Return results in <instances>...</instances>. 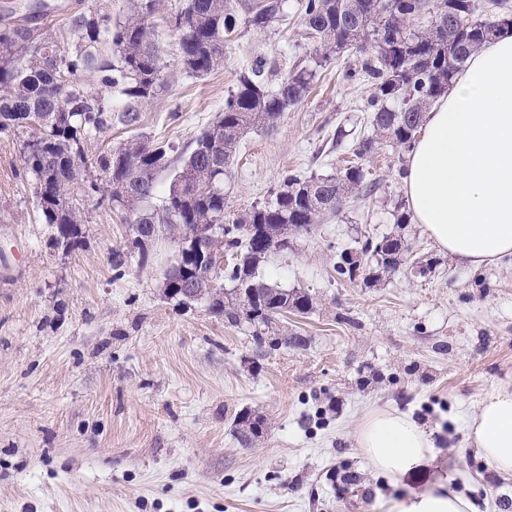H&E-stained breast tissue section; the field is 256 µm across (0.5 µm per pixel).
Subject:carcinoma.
Wrapping results in <instances>:
<instances>
[{
    "label": "carcinoma",
    "instance_id": "obj_1",
    "mask_svg": "<svg viewBox=\"0 0 512 512\" xmlns=\"http://www.w3.org/2000/svg\"><path fill=\"white\" fill-rule=\"evenodd\" d=\"M299 3L302 24L314 41L308 64L272 87L265 62L255 59L224 99L217 120L179 153L144 135L94 155L87 150L89 142L105 137L117 123L136 128L141 106L164 90L170 62L155 34V0H128L129 12L121 19H112L105 7L75 14L68 23V48L39 28L0 27V133L22 137L24 169L45 223L55 229L54 246L67 252L78 248L84 203L92 198L130 224L142 261L160 232L178 234L174 262L162 283L164 296L175 305L189 306L187 293H198L211 314L235 324L245 320L259 341L277 318L308 313L313 307L308 293L260 280L259 267L288 248L287 225L307 232L336 214L349 195L373 183L365 181L358 165L329 175L286 169L273 199L226 223L224 179L231 175L243 135L252 128L276 127L284 112L309 94L317 68L341 53L364 51L350 43L355 29L360 41L372 45L373 54L358 58L344 78L368 81L374 92L366 106L373 133L358 137L352 154L365 159L384 141L409 152L425 112L475 51L512 30V13L498 12L494 26L474 18L473 0ZM282 4L260 0L248 9L244 23L261 32L282 17ZM449 6L464 11L466 18L444 32L435 21L425 29L415 26L421 15H436ZM380 14L389 16L385 36L376 28ZM166 24L177 39L175 66L202 79L224 65V46L237 37L239 18L230 0H185ZM114 88L124 97L119 110L108 95ZM392 100L400 102L399 110L389 106ZM78 182L80 197L74 193ZM157 196L161 204L154 207L150 202ZM390 245L401 254L408 250L399 236L368 240L361 248L365 262L344 256L336 273L368 281L397 271L398 260L386 258ZM223 254L232 257L224 268L232 287L213 293L207 256ZM240 288L251 289L253 298L239 297ZM236 422L241 444L260 437L259 423L249 416Z\"/></svg>",
    "mask_w": 512,
    "mask_h": 512
}]
</instances>
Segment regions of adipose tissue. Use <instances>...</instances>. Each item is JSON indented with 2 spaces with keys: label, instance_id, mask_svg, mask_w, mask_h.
Here are the masks:
<instances>
[{
  "label": "adipose tissue",
  "instance_id": "1",
  "mask_svg": "<svg viewBox=\"0 0 512 512\" xmlns=\"http://www.w3.org/2000/svg\"><path fill=\"white\" fill-rule=\"evenodd\" d=\"M404 186L415 223L441 251L473 268L512 255V33L474 54L428 112ZM467 431L489 465L512 474V388L489 395ZM357 446L381 473L401 475L426 462L434 442L410 415L375 409L359 427ZM470 509L442 485L386 505V512Z\"/></svg>",
  "mask_w": 512,
  "mask_h": 512
}]
</instances>
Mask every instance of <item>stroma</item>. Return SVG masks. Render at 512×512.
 <instances>
[{
	"label": "stroma",
	"mask_w": 512,
	"mask_h": 512,
	"mask_svg": "<svg viewBox=\"0 0 512 512\" xmlns=\"http://www.w3.org/2000/svg\"><path fill=\"white\" fill-rule=\"evenodd\" d=\"M103 0H0V27L30 23L67 45L70 17ZM298 0L265 31L243 26L202 80L172 69L138 131L185 148L215 121L240 71L261 54L277 83L312 50ZM344 53L276 128L244 137L224 182L226 218L269 199L283 170L334 174L369 133L368 82L346 81ZM407 155L383 144L363 160L370 195L293 236L260 275L313 298L281 323L301 346L258 344L206 302L163 294L176 245L131 253L119 216L86 203L81 245L63 252L43 224L21 142L0 135V512H384L440 479L473 512H512V475L482 460L466 420L512 385V257L478 269L441 252L421 225L396 223ZM404 238L425 275L374 285L336 274L365 240ZM129 252L114 270L112 252ZM375 408L409 413L435 448L419 471L389 476L356 446ZM263 433L248 447L234 420Z\"/></svg>",
	"instance_id": "35a3bbf8"
}]
</instances>
